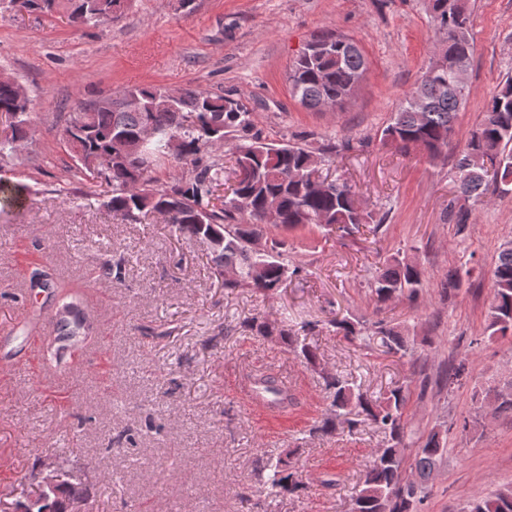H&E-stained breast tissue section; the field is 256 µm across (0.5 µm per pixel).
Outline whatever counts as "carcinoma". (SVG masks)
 Masks as SVG:
<instances>
[{"label": "carcinoma", "mask_w": 512, "mask_h": 512, "mask_svg": "<svg viewBox=\"0 0 512 512\" xmlns=\"http://www.w3.org/2000/svg\"><path fill=\"white\" fill-rule=\"evenodd\" d=\"M24 9L52 16L59 9L82 18V25L107 24L123 11L128 0H22ZM432 18L444 45V65L427 81L418 79L405 95L390 122L381 132V142L409 155H430L448 145L456 135V117L469 92L439 84L451 80L456 62L470 60L472 37L469 0H434ZM367 69L366 59L353 39L332 31L314 35L306 51L297 56L288 71L292 94L310 109L331 103L339 108L355 89ZM0 112H18L11 137L0 139V160L12 154L14 141L30 135V100L19 98L13 85L0 80ZM253 113L240 101L222 93L193 87L174 98L161 86L127 88L112 99V105L80 104L63 129L73 155L92 157L97 164L78 163L90 182L103 180L111 187L107 208L128 222L158 214L183 236L208 241L214 274L224 290L252 288L273 293L298 267L290 264L285 242L272 235L280 229H331L343 235L360 231L378 233L373 219L353 186L331 178L327 170L336 145L315 151L283 137L270 142L253 131ZM236 140L229 177L224 160L210 153L228 139ZM150 150L164 156L162 164L191 168V177L161 183L154 170L138 164ZM229 180V193L222 204L213 203L218 186ZM27 187L0 179V204L17 205ZM512 193V76L506 78L487 100L483 119L460 145L456 162L455 193L466 202H481L489 192ZM424 278L420 265L395 257L376 272L371 292L378 303L399 296L418 295ZM32 279L52 288L62 298L56 335L83 336L92 333L87 310L65 299L67 285L47 271ZM251 331L274 337L306 364L316 366L315 351L299 332L266 317H252ZM336 334L350 342H374L390 356L408 354L404 329L384 320L368 327L347 317L330 322ZM485 331L492 336L512 334V239L501 244L492 269V295ZM330 399L329 414L315 432L332 433L341 422L351 430L369 422L384 434V447L374 452L353 497V512H414L424 498L433 471L444 452L439 434L419 442L413 465L417 479L404 476L405 453L411 433L404 420L408 394L403 387L383 397L363 394L347 376L336 373L324 378ZM268 402L282 405L287 395L270 378L258 381ZM481 403L496 416L512 419V380L482 392ZM260 479L271 496L296 495L304 489L302 476L291 470L288 457L268 460ZM470 512H512V490L495 493L471 506Z\"/></svg>", "instance_id": "1"}]
</instances>
